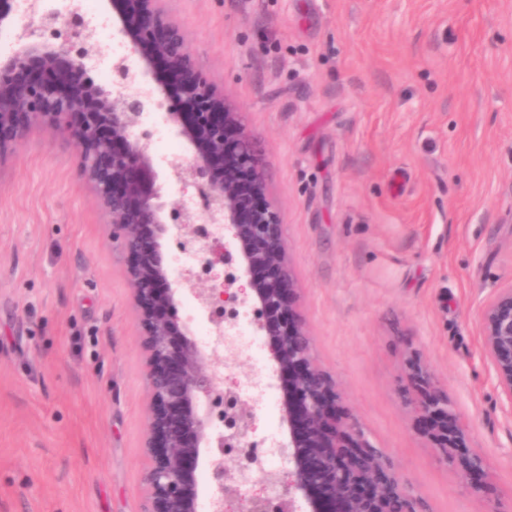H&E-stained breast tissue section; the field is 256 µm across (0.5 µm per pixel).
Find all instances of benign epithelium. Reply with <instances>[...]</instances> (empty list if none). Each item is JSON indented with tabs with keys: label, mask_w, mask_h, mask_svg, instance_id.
Here are the masks:
<instances>
[{
	"label": "benign epithelium",
	"mask_w": 512,
	"mask_h": 512,
	"mask_svg": "<svg viewBox=\"0 0 512 512\" xmlns=\"http://www.w3.org/2000/svg\"><path fill=\"white\" fill-rule=\"evenodd\" d=\"M112 23L127 39L142 67L133 72L126 57L112 60V89L91 80L79 89L71 75L86 73L93 28L72 7L66 18L70 40L51 43L39 29L60 21L40 10L37 23L20 29L18 48L0 59V157L6 146L40 122L71 137L82 170L112 225V241L126 257V276L139 315L149 393L142 512H198L197 470L207 452L213 487L212 512L239 498L247 471L260 466L252 441L253 415L201 349L193 330L171 310L186 289L204 318L218 328L246 303L258 330L268 337L274 372L288 376L282 422L288 426V481L264 474L277 504L259 493L237 512H426L388 458L365 438L359 421L336 407V382L318 366L307 323L299 309L297 282L287 255L280 211L271 198L263 154L243 127L242 108L216 84L199 76L185 50L179 26L160 0H108ZM134 84L153 85L133 92ZM165 111L176 137L191 155L171 165L175 179L191 187L202 208H173L163 196L149 136L135 133L152 107ZM207 224L224 226L235 253L209 240ZM210 254L206 277L218 264L247 287L197 288L186 279L169 282L164 242ZM484 349L494 364L502 393L512 404V285L500 288L483 311ZM410 377L417 397L410 408L424 422L438 458L455 466L462 481H492L484 454L469 451L468 429L430 375L417 365ZM248 448V467L224 469V449Z\"/></svg>",
	"instance_id": "1"
}]
</instances>
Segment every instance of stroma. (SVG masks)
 <instances>
[{"label":"stroma","mask_w":512,"mask_h":512,"mask_svg":"<svg viewBox=\"0 0 512 512\" xmlns=\"http://www.w3.org/2000/svg\"><path fill=\"white\" fill-rule=\"evenodd\" d=\"M264 154L339 403L429 512L487 498L407 407L425 365L512 507V405L483 349L512 283V0H163ZM68 136L0 158V512H142L137 311Z\"/></svg>","instance_id":"35a3bbf8"}]
</instances>
